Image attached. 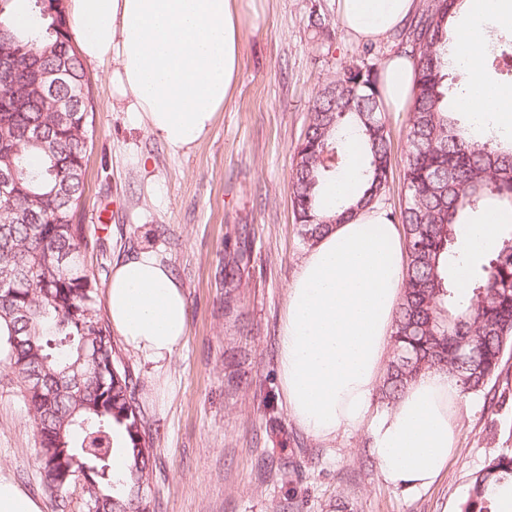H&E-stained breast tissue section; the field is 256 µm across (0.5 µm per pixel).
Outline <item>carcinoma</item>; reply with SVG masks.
<instances>
[{
    "instance_id": "cac0c4a2",
    "label": "carcinoma",
    "mask_w": 512,
    "mask_h": 512,
    "mask_svg": "<svg viewBox=\"0 0 512 512\" xmlns=\"http://www.w3.org/2000/svg\"><path fill=\"white\" fill-rule=\"evenodd\" d=\"M17 0H0V28L16 53L0 71V169L16 173L15 195L0 200V347L25 383L23 397L38 438L46 489L56 471L58 440L69 459L93 460L85 489L94 512H150L142 497L153 458L135 402L131 374L122 365L101 300L81 258L85 227L77 213L85 192L89 123L84 112H55L39 93L36 64L46 51L70 52L71 27L61 29L45 0H27V22ZM460 0H427L420 16L399 34L413 58L415 87L408 118L405 202L391 220L402 224L408 265L394 319L393 355L380 388L393 406L420 375L448 373L459 394L485 393L503 371L512 347V229L498 236L493 254L471 263V299L462 303L449 269L456 266L459 229L482 209L512 214V140L472 138L448 110V20ZM296 154L293 207L299 234L313 245L332 224L376 203L386 192L390 131L379 106L377 72L353 66L321 88ZM354 128L363 143V185L337 210L321 209L323 187L345 164V137ZM38 130V137L32 131ZM69 258L60 261L61 254ZM252 260L246 239L224 245V310L240 302L241 271ZM30 278L5 284L18 271ZM91 338L84 378L58 375L81 357ZM38 376L42 393H29ZM125 461L116 474L114 460ZM512 485V455L490 459L469 478L462 512H496L491 488Z\"/></svg>"
}]
</instances>
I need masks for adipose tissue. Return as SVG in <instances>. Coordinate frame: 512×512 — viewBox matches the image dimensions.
<instances>
[{
    "label": "adipose tissue",
    "mask_w": 512,
    "mask_h": 512,
    "mask_svg": "<svg viewBox=\"0 0 512 512\" xmlns=\"http://www.w3.org/2000/svg\"><path fill=\"white\" fill-rule=\"evenodd\" d=\"M342 24L359 41L400 29L422 0H336ZM72 38L90 62L112 63V98L172 152L212 130L231 99L240 68L237 0H69ZM512 25V0H463L451 19L452 49L470 75L457 107L512 130V88L481 67L486 24ZM414 69L395 55L380 71L385 111L411 103ZM362 183V150L352 136L342 175L324 189L330 212ZM406 245L400 225L371 207L333 225L300 262L287 286L278 378L290 417L312 437L367 429L377 468L405 491L438 480L458 450L459 392L442 372L419 376L389 410L372 400L402 295ZM113 332L148 361L169 359L187 335L186 299L170 270L142 252L117 263L106 292Z\"/></svg>",
    "instance_id": "1"
}]
</instances>
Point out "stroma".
Segmentation results:
<instances>
[{
	"mask_svg": "<svg viewBox=\"0 0 512 512\" xmlns=\"http://www.w3.org/2000/svg\"><path fill=\"white\" fill-rule=\"evenodd\" d=\"M240 70L231 100L207 138L172 153L130 113L113 108L111 63L84 70L96 112L85 159V264L106 292L115 261L148 251L184 290L188 335L164 370L117 343L137 380L136 402L153 448L146 492L153 512H447L469 476L512 452V348L492 380L496 404L460 400L458 452L433 485L404 492L380 475L367 432L322 441L275 411L262 390L278 386V336L286 287L308 248L292 207L293 161L310 105L343 68L382 67L394 37L363 43L341 23L336 0H239ZM325 19L312 27L313 15ZM390 179L379 205L404 202V112L388 115ZM248 232L252 260L241 302L224 315V243ZM35 428L12 369L0 362V478L38 498L43 512H86L81 482L54 498L37 461ZM288 470H281V463Z\"/></svg>",
	"mask_w": 512,
	"mask_h": 512,
	"instance_id": "stroma-1",
	"label": "stroma"
}]
</instances>
